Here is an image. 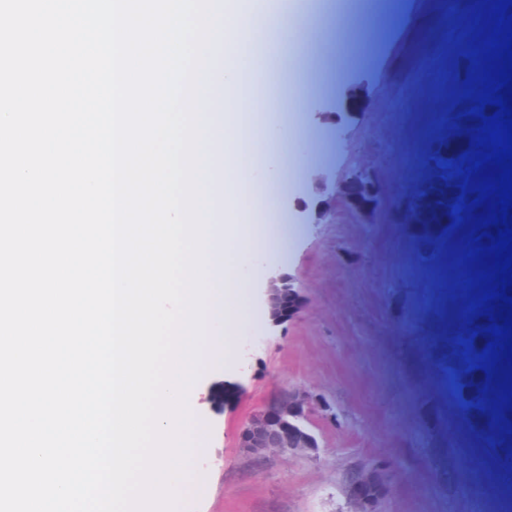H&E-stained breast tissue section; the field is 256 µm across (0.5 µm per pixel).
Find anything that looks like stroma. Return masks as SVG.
I'll return each instance as SVG.
<instances>
[{
    "label": "stroma",
    "mask_w": 512,
    "mask_h": 512,
    "mask_svg": "<svg viewBox=\"0 0 512 512\" xmlns=\"http://www.w3.org/2000/svg\"><path fill=\"white\" fill-rule=\"evenodd\" d=\"M375 13L333 16L297 31L287 53L246 68L262 78L260 107L299 113L288 134L260 140L265 206L275 223L296 202L288 182L327 167L335 192L305 197L316 222L281 237L263 226L241 261L247 270L272 264L289 272L301 305L270 327L257 300L249 324H237L235 363L215 362L196 381V411L208 451L192 457L204 482L178 512H356L354 477L377 466L387 488L376 512H488L512 489L511 442L489 416L461 413L447 386L453 340L473 326L459 319V298L477 292L466 280L425 288L443 249L460 239L491 246L494 226L476 230L484 207L450 225L443 247L417 242L407 220L413 186L430 183L431 156L413 150L410 130L434 109L415 93L414 67L440 29L437 0H376ZM466 42L448 56L453 99L465 88L482 94ZM330 115L329 124L313 120ZM235 402L225 406V391ZM296 390L317 403L319 446L308 452L256 457L237 445L241 424L278 395Z\"/></svg>",
    "instance_id": "stroma-1"
}]
</instances>
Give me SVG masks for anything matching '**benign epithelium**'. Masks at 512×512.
Returning <instances> with one entry per match:
<instances>
[{"instance_id":"obj_1","label":"benign epithelium","mask_w":512,"mask_h":512,"mask_svg":"<svg viewBox=\"0 0 512 512\" xmlns=\"http://www.w3.org/2000/svg\"><path fill=\"white\" fill-rule=\"evenodd\" d=\"M320 185L334 189L327 170L313 169L306 174L299 192L307 196ZM257 300L268 324L276 327L294 315L300 303V294L290 274L276 266H268L257 286ZM312 411L313 404L305 394L297 391L281 394L241 425L238 446L252 455H261L270 450L289 453L317 448V437L310 428Z\"/></svg>"}]
</instances>
